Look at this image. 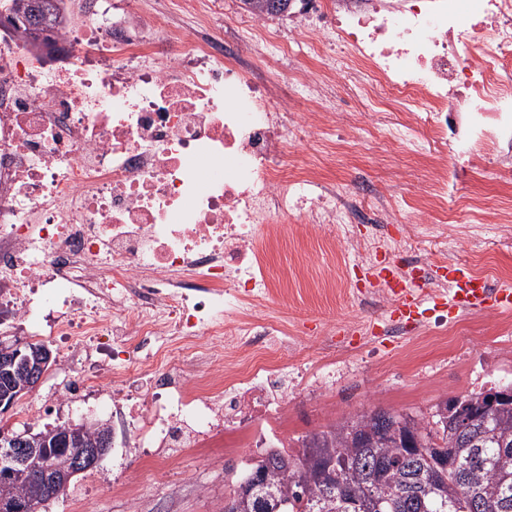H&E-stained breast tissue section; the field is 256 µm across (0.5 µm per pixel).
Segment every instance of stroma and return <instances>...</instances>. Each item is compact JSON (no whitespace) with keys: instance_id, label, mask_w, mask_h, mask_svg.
Instances as JSON below:
<instances>
[{"instance_id":"1","label":"stroma","mask_w":512,"mask_h":512,"mask_svg":"<svg viewBox=\"0 0 512 512\" xmlns=\"http://www.w3.org/2000/svg\"><path fill=\"white\" fill-rule=\"evenodd\" d=\"M331 96L337 107L352 106L362 114V126L351 142H337L336 161L328 172L344 191L353 172L385 188L387 199L403 204L413 195L431 191L435 180L430 145L428 155L416 157L400 144L390 142L386 130L400 123L393 108L370 111L352 74L336 83ZM512 131L499 134L493 154H448V239H418L414 227L389 225L396 239H411L428 266L459 262L482 275L491 285L512 284ZM265 260L270 274L288 290L284 306L299 338L293 355L284 356L288 367V421L265 445L280 444L298 451V440L325 430L326 426L382 408L430 420L437 405L489 388L512 385V325L504 312H448L429 310L423 325L400 324L396 336H386L388 316H366V337L352 335L349 325L357 311L348 291H360V271L345 267L343 249L329 250L321 236L307 224L292 225L285 239L269 245ZM336 352V373L323 378L316 372L327 349ZM53 369L40 387L21 398L0 422L16 427L32 425L43 430L70 421H95L101 410L97 400L86 407L51 408L30 418L28 410L47 393L58 389L80 365H66L60 346H53ZM250 422H242V436L219 459L186 454L169 460L151 489L152 497L139 505L140 512H224L236 478L262 455L253 447ZM130 433H117L115 443L95 471L71 482L64 496L49 502L46 512H129L112 498L108 483L126 481L140 472L144 449L131 445Z\"/></svg>"}]
</instances>
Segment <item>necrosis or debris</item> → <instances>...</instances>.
<instances>
[{"mask_svg": "<svg viewBox=\"0 0 512 512\" xmlns=\"http://www.w3.org/2000/svg\"><path fill=\"white\" fill-rule=\"evenodd\" d=\"M168 3L190 13V31L128 0L122 34L104 0H87L88 23L60 31L52 68L0 34V301L24 323L49 289L57 314L40 336L108 352L100 373L52 402L69 407L109 384L133 446L157 451L111 487L131 504L166 463L163 449L217 457L245 417L284 424L281 359L297 338L265 254L289 219L318 225L330 249L341 225L368 219L438 233L430 216L448 208L447 157L426 205L402 210L361 174L349 198L323 166L287 174L297 140L356 130L357 113L325 105L342 69L374 107L402 112L387 136L417 155L419 128L447 145L451 114L512 122V0H303L284 30L250 15L243 39L213 25L209 0ZM302 51L321 59L291 77L311 105L303 121L241 63ZM356 196L373 199L371 215Z\"/></svg>", "mask_w": 512, "mask_h": 512, "instance_id": "1", "label": "necrosis or debris"}]
</instances>
